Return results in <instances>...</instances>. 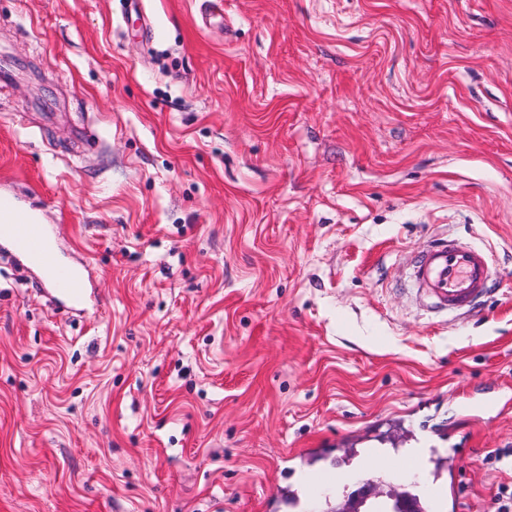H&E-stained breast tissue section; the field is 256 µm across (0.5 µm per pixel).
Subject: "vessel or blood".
Masks as SVG:
<instances>
[{"instance_id": "1", "label": "vessel or blood", "mask_w": 512, "mask_h": 512, "mask_svg": "<svg viewBox=\"0 0 512 512\" xmlns=\"http://www.w3.org/2000/svg\"><path fill=\"white\" fill-rule=\"evenodd\" d=\"M55 234L52 225L37 218L0 221V241L11 247L27 270L36 272L61 298L83 302L88 295L86 275L61 263ZM412 270L421 291L456 312L474 309L491 291L485 255L466 245L432 243L415 256Z\"/></svg>"}]
</instances>
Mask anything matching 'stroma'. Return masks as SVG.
<instances>
[{
    "label": "stroma",
    "instance_id": "35a3bbf8",
    "mask_svg": "<svg viewBox=\"0 0 512 512\" xmlns=\"http://www.w3.org/2000/svg\"><path fill=\"white\" fill-rule=\"evenodd\" d=\"M0 0V189L94 292L0 243V512H330L364 451L512 491V0ZM486 251L479 311L410 277ZM335 471V485L308 479Z\"/></svg>",
    "mask_w": 512,
    "mask_h": 512
}]
</instances>
